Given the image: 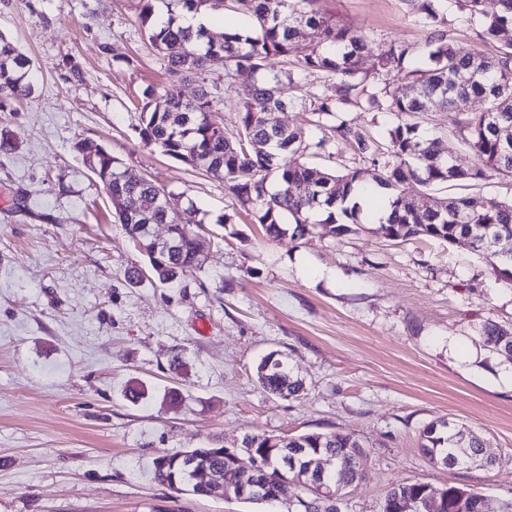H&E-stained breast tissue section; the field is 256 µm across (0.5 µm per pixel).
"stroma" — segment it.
<instances>
[{
    "label": "stroma",
    "instance_id": "1",
    "mask_svg": "<svg viewBox=\"0 0 512 512\" xmlns=\"http://www.w3.org/2000/svg\"><path fill=\"white\" fill-rule=\"evenodd\" d=\"M326 16L425 52L410 0H318ZM139 0H0V33L33 62L34 91L0 106V512H288L179 495L154 480L161 451L233 447L246 435L354 434L367 461L344 489V512H380L386 490L419 480L512 502V356L487 347L489 321L512 327V274L466 247L418 237L395 243L377 223L343 236L317 227L269 240L223 182L141 142L146 87L190 100L142 30ZM448 0V38L496 53ZM309 165L369 162L304 112ZM458 113L435 114L439 149L468 167ZM105 148L129 170L193 200L207 240L202 270L153 281L115 221L102 184L72 150ZM143 269L132 285L129 267ZM278 353L304 381L299 395L266 392L257 366ZM180 355V369L170 366ZM145 383L146 399L123 390ZM183 397L179 408L166 390ZM452 419L479 433L490 467L432 464L424 429Z\"/></svg>",
    "mask_w": 512,
    "mask_h": 512
}]
</instances>
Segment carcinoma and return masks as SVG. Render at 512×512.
Here are the masks:
<instances>
[{"instance_id":"obj_1","label":"carcinoma","mask_w":512,"mask_h":512,"mask_svg":"<svg viewBox=\"0 0 512 512\" xmlns=\"http://www.w3.org/2000/svg\"><path fill=\"white\" fill-rule=\"evenodd\" d=\"M139 18L150 46L164 62L173 79L196 78L200 92L191 101L161 94L149 86L142 93L135 132L147 145L158 147L170 158L203 170L224 182L239 204L247 208L266 235L276 239L286 233L289 218L293 234L305 237L317 224L330 227L333 235L360 229V208L351 202L361 185L356 169L320 171L302 158L310 149L306 132L275 122L276 113L289 107L312 114V123L323 128L343 107L365 112H392L398 123L386 130L383 140H371L346 122L331 126L333 136L351 147L373 166L374 186L390 198L391 213L379 225L386 237L405 242L416 237L443 240L450 245L466 243L490 262L499 263L496 238H512V198L431 195L433 205L402 200L404 185L414 180L426 190L449 182L470 186L492 177L512 180V40L504 41L498 54L462 52L448 42L444 29L446 0H416V22L429 31V51L416 54L409 43L391 40L382 46L373 72L361 69L369 35L325 17L317 0H169L167 19H154V0H139ZM467 21L490 38L512 30V0H498L499 10L488 13L484 0H463ZM234 9L250 16L245 29L226 32L215 40L200 27L178 24L186 13ZM280 56L285 64L301 71H321L336 80V95H324L310 104L294 101L288 92L294 72L286 68L265 76L245 89L224 91V103L238 113L232 131L211 128L208 117L218 95L204 86L213 65L224 67L229 78L242 71L259 73L265 61ZM32 61L15 43L0 34V99L28 97L33 91ZM472 98L486 102V110L467 112ZM460 112L459 135L474 156L462 168L439 155V138L420 130L423 116ZM85 166L111 196L135 205L131 212H115L117 223L135 249L149 264L161 285L186 272L203 268L204 253L189 225L199 223L193 201L181 203L176 195L144 176L133 178L121 162L108 153L83 158ZM168 224L176 248L154 254L151 241L141 231L143 224ZM485 344L512 355V330L494 321L482 327ZM258 381L268 392L295 396L302 381L282 369L257 367ZM288 447L303 448L310 459L318 453L342 460L348 483L362 475L365 454L350 433H308L289 439ZM484 447L482 437L464 427L442 420L429 424L422 434L425 454L436 464L455 469L472 461ZM175 454H160L153 460L154 479L162 484L179 474ZM199 476L224 468L218 455L199 462ZM427 484L420 481L390 487L382 512H401L402 500L421 497ZM442 512H483L485 495L451 484L446 489ZM294 503V512H319L316 500L294 487L272 486L264 503Z\"/></svg>"}]
</instances>
